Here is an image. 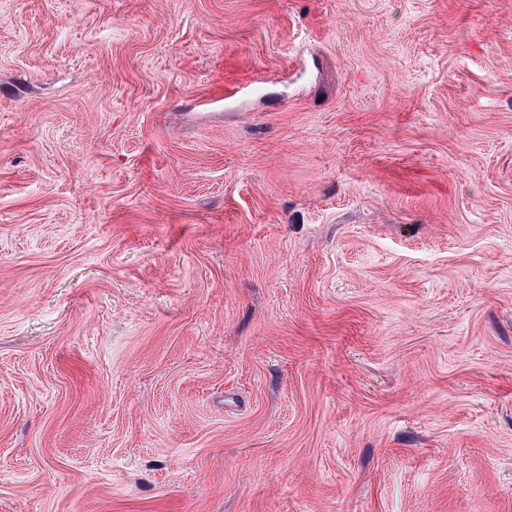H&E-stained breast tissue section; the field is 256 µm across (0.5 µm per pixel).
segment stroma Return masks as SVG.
Masks as SVG:
<instances>
[{"instance_id":"obj_1","label":"stroma","mask_w":512,"mask_h":512,"mask_svg":"<svg viewBox=\"0 0 512 512\" xmlns=\"http://www.w3.org/2000/svg\"><path fill=\"white\" fill-rule=\"evenodd\" d=\"M0 512H512V0H0Z\"/></svg>"}]
</instances>
